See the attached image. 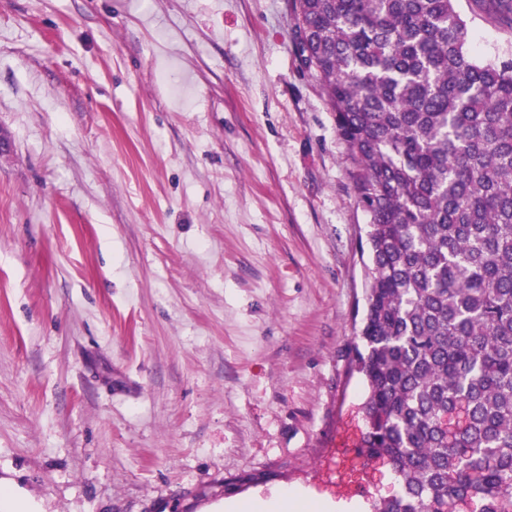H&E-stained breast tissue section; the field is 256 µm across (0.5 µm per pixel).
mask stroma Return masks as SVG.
I'll return each instance as SVG.
<instances>
[{
  "mask_svg": "<svg viewBox=\"0 0 512 512\" xmlns=\"http://www.w3.org/2000/svg\"><path fill=\"white\" fill-rule=\"evenodd\" d=\"M0 134V512L400 492L354 452L368 218L289 0H0Z\"/></svg>",
  "mask_w": 512,
  "mask_h": 512,
  "instance_id": "stroma-1",
  "label": "stroma"
}]
</instances>
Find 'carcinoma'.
Returning a JSON list of instances; mask_svg holds the SVG:
<instances>
[{"label": "carcinoma", "instance_id": "1", "mask_svg": "<svg viewBox=\"0 0 512 512\" xmlns=\"http://www.w3.org/2000/svg\"><path fill=\"white\" fill-rule=\"evenodd\" d=\"M512 29V0H470ZM295 35L368 217V459L375 512L512 501V59L485 64L457 0H292Z\"/></svg>", "mask_w": 512, "mask_h": 512}]
</instances>
